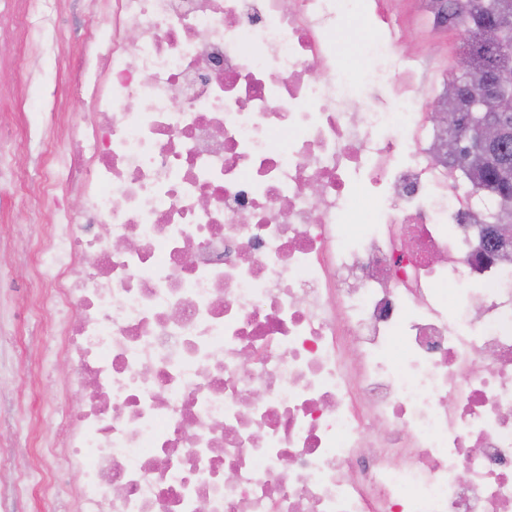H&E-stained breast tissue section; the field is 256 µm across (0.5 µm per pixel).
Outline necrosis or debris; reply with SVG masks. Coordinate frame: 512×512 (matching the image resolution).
Instances as JSON below:
<instances>
[{"label":"necrosis or debris","mask_w":512,"mask_h":512,"mask_svg":"<svg viewBox=\"0 0 512 512\" xmlns=\"http://www.w3.org/2000/svg\"><path fill=\"white\" fill-rule=\"evenodd\" d=\"M356 3L100 0L37 179L0 113V182L53 215L40 367L79 395L47 440L76 483L21 466L45 512H512V263L433 159L395 0L346 68ZM375 34V29L365 20H349L336 30V38L345 47L346 63L353 70L365 65L362 53L363 43Z\"/></svg>","instance_id":"necrosis-or-debris-1"}]
</instances>
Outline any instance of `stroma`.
<instances>
[{"label": "stroma", "mask_w": 512, "mask_h": 512, "mask_svg": "<svg viewBox=\"0 0 512 512\" xmlns=\"http://www.w3.org/2000/svg\"><path fill=\"white\" fill-rule=\"evenodd\" d=\"M91 0H59L50 24L63 36V43L51 53L31 55L35 77L33 89L20 87L11 64L21 45L9 34L0 35V109L24 110L31 127L47 129L48 109L53 99L65 97L78 65L79 40L89 18ZM419 0H398L404 17L402 35L406 47L433 56L438 65L453 67L463 41L459 26L437 29L421 18ZM14 187L0 184V456L25 460L34 437L57 428L59 419L36 423L40 408L60 406L59 389L70 383L73 369L58 358L50 379H39L34 363L48 338L40 324L28 319L31 301L46 296L48 287L31 277L26 248L45 235L46 224L30 223L25 211L15 205Z\"/></svg>", "instance_id": "35a3bbf8"}]
</instances>
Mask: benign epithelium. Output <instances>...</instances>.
Here are the masks:
<instances>
[{
    "instance_id": "7a95c632",
    "label": "benign epithelium",
    "mask_w": 512,
    "mask_h": 512,
    "mask_svg": "<svg viewBox=\"0 0 512 512\" xmlns=\"http://www.w3.org/2000/svg\"><path fill=\"white\" fill-rule=\"evenodd\" d=\"M438 13L444 17L448 11L458 14L461 19L474 17L473 0H436ZM512 29V17L503 12L483 21L479 27L481 43L490 49L505 48V34ZM453 70L466 76L463 88L468 95L462 100L450 101L440 97L431 112L429 121L438 131L439 148L435 159L447 161L451 155L465 153L476 159L487 158L495 161L499 169L512 174V156L498 152L499 145L512 137V69L498 68L478 71L471 57L459 54ZM459 110L455 132L447 134L445 119L448 111ZM485 232L492 239L495 250L493 258H512V225L491 224Z\"/></svg>"
}]
</instances>
